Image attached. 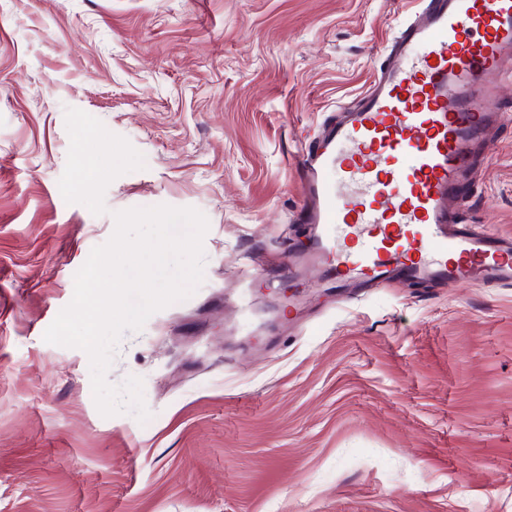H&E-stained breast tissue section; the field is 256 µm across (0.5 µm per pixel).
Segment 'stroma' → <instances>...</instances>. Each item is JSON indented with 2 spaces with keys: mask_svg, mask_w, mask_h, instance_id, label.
Segmentation results:
<instances>
[{
  "mask_svg": "<svg viewBox=\"0 0 512 512\" xmlns=\"http://www.w3.org/2000/svg\"><path fill=\"white\" fill-rule=\"evenodd\" d=\"M414 0H0V512H512V286L331 287L289 164ZM459 190L512 236V80ZM117 149L109 171L88 140ZM206 215L204 280L125 332L103 417L43 334L113 212Z\"/></svg>",
  "mask_w": 512,
  "mask_h": 512,
  "instance_id": "stroma-1",
  "label": "stroma"
}]
</instances>
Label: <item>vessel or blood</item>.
Instances as JSON below:
<instances>
[{
    "label": "vessel or blood",
    "instance_id": "obj_1",
    "mask_svg": "<svg viewBox=\"0 0 512 512\" xmlns=\"http://www.w3.org/2000/svg\"><path fill=\"white\" fill-rule=\"evenodd\" d=\"M370 90L292 164L310 206V255L337 282L394 275L512 284V239L452 203L497 117L512 0H420L387 40Z\"/></svg>",
    "mask_w": 512,
    "mask_h": 512
}]
</instances>
